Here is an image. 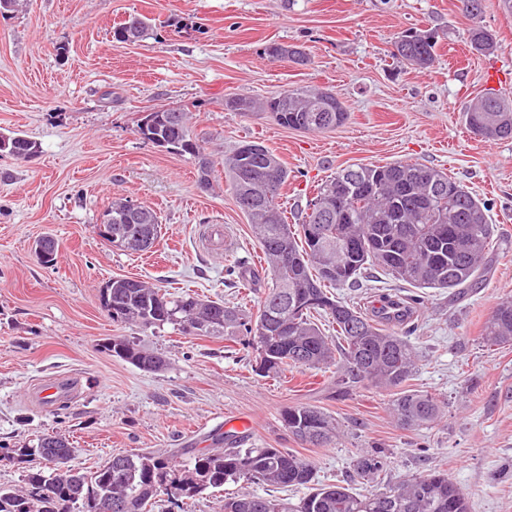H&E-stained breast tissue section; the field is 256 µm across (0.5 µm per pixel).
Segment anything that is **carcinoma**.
I'll use <instances>...</instances> for the list:
<instances>
[{"mask_svg":"<svg viewBox=\"0 0 512 512\" xmlns=\"http://www.w3.org/2000/svg\"><path fill=\"white\" fill-rule=\"evenodd\" d=\"M150 24L131 15L113 28L121 41L146 37ZM470 45H482L491 54L496 35L474 25ZM391 56L414 69H427L436 60L434 33L407 29L391 41ZM264 54L308 62L297 46L269 44ZM281 111L274 120L288 128L326 131L344 124L348 112L335 93L304 88L287 89L276 96ZM235 112H264L267 102L227 95ZM468 130L498 128L491 140L512 139V96L488 92L476 97L464 112ZM143 139L159 136L173 148L191 155L200 172L199 184L210 188L214 161L204 152L184 109H162L154 127L139 131ZM0 153L14 158L36 154L37 142L22 136L3 138ZM249 155L235 148L224 155V178L238 208L265 256V275L246 277L244 267L232 273L255 287L267 283L256 315L249 316L222 301L185 295L171 297L137 277H113L101 291V306L112 321L143 329L173 324L185 335L222 336L235 341L245 336L256 346L255 371L264 376L287 367H336V388L348 392L364 383L394 389L390 410L408 428L427 427L441 409L436 398L408 388L416 368V353L407 329L398 333L382 327L360 308L341 301L328 286L355 285L368 268L383 267L395 279L417 288L461 290L481 269L495 234L488 222L487 200L477 197L442 169L412 162L361 164L345 167L322 184L310 200L298 231H293L278 203L288 182V168L261 142ZM274 173L271 193L263 191ZM127 199L116 197L103 215L112 216V229L129 237L161 232L158 213L140 205L136 217L126 213ZM303 243H297L296 236ZM379 308L383 320L408 322L404 299H386ZM326 315L336 324V339L325 336L315 316ZM483 339L490 346L512 344V298L497 303L486 322ZM105 348L146 372H160L166 361L143 346L117 336ZM282 422L299 440L325 446L336 440V422L309 405L285 409ZM214 447L180 448L168 454L117 453L96 471L86 474L70 466L75 452L60 434H43L32 448H0V465L20 466L38 457L50 473L26 470L24 486L0 488V512H101L104 500L127 504L125 512H150L167 489L191 499L228 481L246 479L275 489L307 486L314 479L307 460L279 448L244 447L245 437L213 439ZM381 449L360 456L353 478L371 480L386 467ZM224 512H469L464 490L441 470L411 476L382 491L356 494L347 485H321L298 502L286 498L242 494L224 500Z\"/></svg>","mask_w":512,"mask_h":512,"instance_id":"carcinoma-1","label":"carcinoma"}]
</instances>
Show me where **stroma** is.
<instances>
[{"mask_svg": "<svg viewBox=\"0 0 512 512\" xmlns=\"http://www.w3.org/2000/svg\"><path fill=\"white\" fill-rule=\"evenodd\" d=\"M149 18L152 35L113 39L128 15ZM495 31L500 49L471 52L468 30ZM435 32L437 60L410 69L389 55L397 33ZM271 43L303 46L307 66L272 63ZM66 55H58V46ZM308 86L332 90L348 120L324 132L277 124L270 115L230 112L224 97H273ZM512 93V14H460L457 0H21L0 15V133L36 141L25 161L0 156V445L36 444L65 434L74 468L91 472L117 453L205 447L206 433L238 422L250 443L286 448L308 460L321 484H351L355 459L385 450L382 483L437 468L464 488L470 512H512V345L484 344L495 304L512 297V139L471 134L463 114L488 90ZM187 108L215 161L211 190L198 185L194 159L138 133L145 112ZM264 142L289 178L280 204L301 224L316 186L351 164L411 161L447 170L491 200L499 233L483 271L465 294L415 288L381 268L336 293L370 308L380 295L413 298L417 329L414 389L441 400L440 418L422 429L399 425L389 390L364 384L338 394L328 369L256 374L253 348L221 337L188 336L166 324L147 330L113 322L100 292L113 277H138L168 294L221 299L253 313L260 293L236 282V261L264 263L246 216L224 181V155ZM150 205L162 222L149 252L128 254L96 232L114 195ZM224 227L234 247L198 251L200 227ZM53 235L55 265L34 245ZM123 336L162 356L148 373L112 356ZM63 379L75 389L48 403L42 386ZM311 405L336 420L335 444L300 442L281 414ZM268 495L245 480L209 489L177 507L158 496L151 512H223L242 493Z\"/></svg>", "mask_w": 512, "mask_h": 512, "instance_id": "1", "label": "stroma"}]
</instances>
